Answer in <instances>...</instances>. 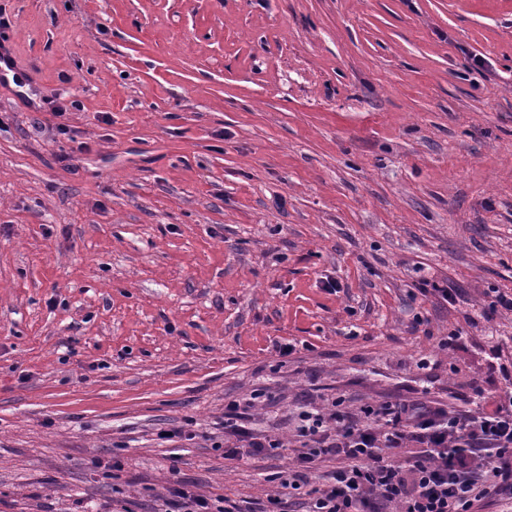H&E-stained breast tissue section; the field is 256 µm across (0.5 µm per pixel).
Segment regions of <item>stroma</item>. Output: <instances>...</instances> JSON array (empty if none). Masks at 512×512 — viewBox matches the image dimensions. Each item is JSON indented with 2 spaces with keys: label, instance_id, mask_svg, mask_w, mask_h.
<instances>
[{
  "label": "stroma",
  "instance_id": "1",
  "mask_svg": "<svg viewBox=\"0 0 512 512\" xmlns=\"http://www.w3.org/2000/svg\"><path fill=\"white\" fill-rule=\"evenodd\" d=\"M6 8L0 512L258 503L301 405L512 386V0ZM233 401L284 455L224 459Z\"/></svg>",
  "mask_w": 512,
  "mask_h": 512
}]
</instances>
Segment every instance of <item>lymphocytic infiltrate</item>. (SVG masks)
I'll return each instance as SVG.
<instances>
[{
	"label": "lymphocytic infiltrate",
	"instance_id": "lymphocytic-infiltrate-1",
	"mask_svg": "<svg viewBox=\"0 0 512 512\" xmlns=\"http://www.w3.org/2000/svg\"><path fill=\"white\" fill-rule=\"evenodd\" d=\"M467 408L428 398L364 407L363 418L339 409L304 410L296 429L301 448L276 473L259 512H286V498L302 499L303 512H472L490 499L512 512V390L488 401L471 384ZM224 457L229 461L282 454L283 439L254 433L239 404L224 416ZM419 447L405 457L401 448ZM334 462L321 483L313 475ZM167 512H252L226 496L205 498L172 485Z\"/></svg>",
	"mask_w": 512,
	"mask_h": 512
}]
</instances>
